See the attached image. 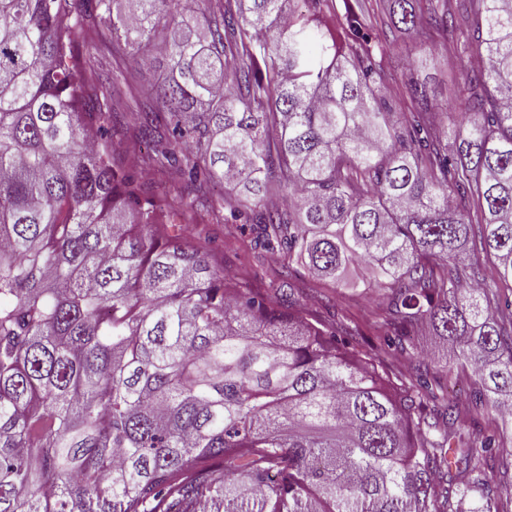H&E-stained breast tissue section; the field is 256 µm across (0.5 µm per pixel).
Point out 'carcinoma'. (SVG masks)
I'll return each mask as SVG.
<instances>
[{
    "label": "carcinoma",
    "instance_id": "1",
    "mask_svg": "<svg viewBox=\"0 0 512 512\" xmlns=\"http://www.w3.org/2000/svg\"><path fill=\"white\" fill-rule=\"evenodd\" d=\"M0 0V512H458L474 488L452 470L512 482L497 430L456 427L459 399L429 368L385 370L423 330L447 340L512 421V0L435 5L459 33L465 122L448 130L425 88L413 110L380 107L376 44L328 0ZM416 0L388 26L420 27ZM164 24L156 106L134 116L150 149L119 166L74 35L140 50ZM177 172L226 223L215 186L256 245L309 275L378 272V346L245 289L141 196L137 175ZM290 190L281 205L273 193ZM495 258L472 283L464 254Z\"/></svg>",
    "mask_w": 512,
    "mask_h": 512
}]
</instances>
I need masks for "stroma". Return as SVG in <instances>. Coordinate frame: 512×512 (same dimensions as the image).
Wrapping results in <instances>:
<instances>
[{"label": "stroma", "instance_id": "35a3bbf8", "mask_svg": "<svg viewBox=\"0 0 512 512\" xmlns=\"http://www.w3.org/2000/svg\"><path fill=\"white\" fill-rule=\"evenodd\" d=\"M81 52L92 53L98 59L92 85L101 102L112 106L108 124L112 151L121 160L138 148V139L131 128L134 112L154 106L149 93L151 85L160 81L164 61H156L153 68L134 65L129 56L113 53L110 44L92 41L77 35ZM461 59L457 37L396 31L388 34L383 44L384 72L380 81L381 95L390 111L404 112L411 106L409 86L420 82L427 86L443 114L445 126L461 120L465 107L462 84L454 83ZM142 188L150 194H166L172 207L178 208L176 230L197 237L200 243L216 252L224 267L244 287L256 291H270L288 284L294 300L313 318L358 329L368 338L376 332L366 322L368 313L377 309L382 292L374 285L375 273L367 265L348 266L342 274V283L331 287L313 280L302 266L289 262L285 251L267 252L254 245L250 228L236 224L215 223L205 207L188 209L180 204L181 183L176 176L157 172L145 173ZM433 356L429 366L439 370L445 364L446 350L440 349L432 332H424L415 347L406 352L387 355L386 363L398 374H412L417 351Z\"/></svg>", "mask_w": 512, "mask_h": 512}]
</instances>
